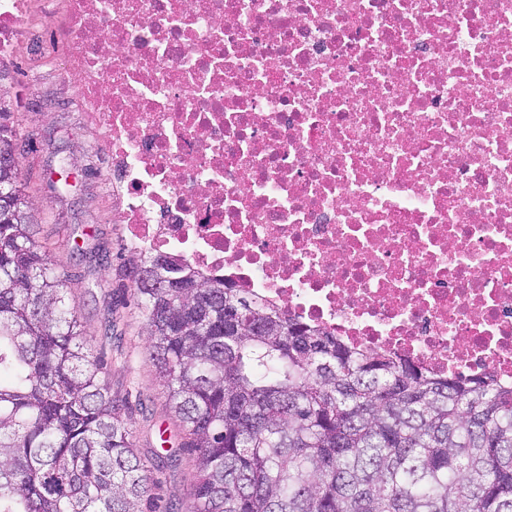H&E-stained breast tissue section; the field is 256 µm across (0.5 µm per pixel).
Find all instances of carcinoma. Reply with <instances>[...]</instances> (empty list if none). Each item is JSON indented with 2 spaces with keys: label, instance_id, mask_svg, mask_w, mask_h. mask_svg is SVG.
I'll use <instances>...</instances> for the list:
<instances>
[{
  "label": "carcinoma",
  "instance_id": "cac0c4a2",
  "mask_svg": "<svg viewBox=\"0 0 512 512\" xmlns=\"http://www.w3.org/2000/svg\"><path fill=\"white\" fill-rule=\"evenodd\" d=\"M0 124V512H155ZM135 288L197 450L188 512H512V387L355 349L164 252Z\"/></svg>",
  "mask_w": 512,
  "mask_h": 512
}]
</instances>
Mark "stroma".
<instances>
[{
    "label": "stroma",
    "instance_id": "obj_1",
    "mask_svg": "<svg viewBox=\"0 0 512 512\" xmlns=\"http://www.w3.org/2000/svg\"><path fill=\"white\" fill-rule=\"evenodd\" d=\"M64 25L56 10L29 29L25 47L0 73V99L19 106L0 118L17 132L37 238L64 276L66 302L100 360V378L137 454L152 466L157 512H184L197 481L196 452L168 406L135 285L125 275L136 254L126 246L124 225L112 221L107 159L49 57Z\"/></svg>",
    "mask_w": 512,
    "mask_h": 512
}]
</instances>
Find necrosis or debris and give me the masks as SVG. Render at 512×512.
Listing matches in <instances>:
<instances>
[{
	"instance_id": "4bbe7bcc",
	"label": "necrosis or debris",
	"mask_w": 512,
	"mask_h": 512,
	"mask_svg": "<svg viewBox=\"0 0 512 512\" xmlns=\"http://www.w3.org/2000/svg\"><path fill=\"white\" fill-rule=\"evenodd\" d=\"M63 3L131 250L512 385V0ZM34 17L0 0V67Z\"/></svg>"
}]
</instances>
